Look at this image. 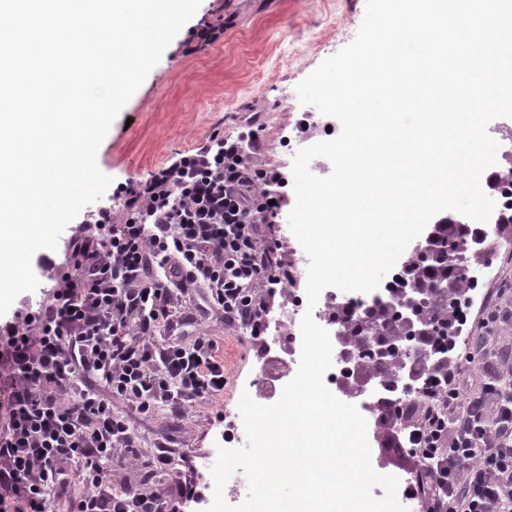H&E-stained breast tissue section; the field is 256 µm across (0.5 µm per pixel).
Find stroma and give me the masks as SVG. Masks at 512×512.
<instances>
[{"instance_id": "obj_1", "label": "stroma", "mask_w": 512, "mask_h": 512, "mask_svg": "<svg viewBox=\"0 0 512 512\" xmlns=\"http://www.w3.org/2000/svg\"><path fill=\"white\" fill-rule=\"evenodd\" d=\"M364 12L365 0H202L103 140L97 164L112 182L99 206L114 205L126 185L148 179L213 136L253 130L262 144L253 164L284 167L280 134L294 132L306 110L296 85L354 39ZM209 27L222 30L210 43L198 37ZM185 334L223 340L231 372L223 397L197 406L183 423L162 409L140 416L126 400H112L131 413L143 454L160 444L170 449L173 466L164 478L170 487L185 475V461L211 448L223 428L216 412L239 416L240 397L259 373L247 337L225 328L221 313L194 306Z\"/></svg>"}]
</instances>
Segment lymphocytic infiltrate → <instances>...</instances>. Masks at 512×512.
<instances>
[{
  "instance_id": "lymphocytic-infiltrate-1",
  "label": "lymphocytic infiltrate",
  "mask_w": 512,
  "mask_h": 512,
  "mask_svg": "<svg viewBox=\"0 0 512 512\" xmlns=\"http://www.w3.org/2000/svg\"><path fill=\"white\" fill-rule=\"evenodd\" d=\"M261 148L250 133L213 137L129 187L118 207L87 216L46 295L0 322V512H49L61 499L70 512H172L165 484L113 487L114 469L139 463L141 437L112 398L183 419L223 395L217 341L181 334L196 288L260 351L267 297L296 285L282 243L260 232L291 203L284 172L251 164ZM404 277L425 288L406 393L394 390L400 319L325 309L339 345L359 355L356 375L385 389L378 454L404 460L402 496L425 512H512V290L427 287L413 253ZM73 469L85 490L69 499Z\"/></svg>"
}]
</instances>
